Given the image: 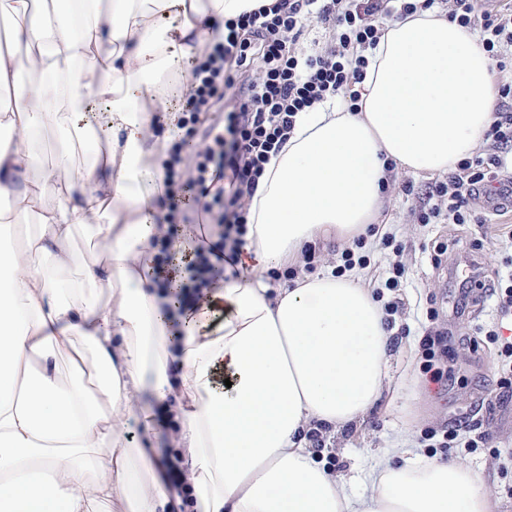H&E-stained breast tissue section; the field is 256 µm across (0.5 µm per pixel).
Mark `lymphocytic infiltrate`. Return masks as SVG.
I'll return each instance as SVG.
<instances>
[{
  "instance_id": "obj_1",
  "label": "lymphocytic infiltrate",
  "mask_w": 512,
  "mask_h": 512,
  "mask_svg": "<svg viewBox=\"0 0 512 512\" xmlns=\"http://www.w3.org/2000/svg\"><path fill=\"white\" fill-rule=\"evenodd\" d=\"M448 2L449 18L480 31L490 57L512 47V12L480 10L475 0ZM389 3L282 0L279 7L226 22L206 58L193 66L180 129L196 124L213 100L227 99L230 109L205 130L195 169L181 167L184 137L163 163L168 212L153 271L158 287L179 288V315L197 312L223 279L225 261L233 259L247 233L250 203L265 166L294 130L298 113L338 97L357 111L354 86L364 78L366 51L377 45L394 12ZM312 22L334 32V46L299 48L300 35ZM230 60L237 65L232 74L224 69ZM497 93L499 106L485 134L491 151L462 159L446 180L432 185L421 223H471L473 197L498 180L506 164L500 151L512 145V81L499 83Z\"/></svg>"
}]
</instances>
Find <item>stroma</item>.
Here are the masks:
<instances>
[{"mask_svg":"<svg viewBox=\"0 0 512 512\" xmlns=\"http://www.w3.org/2000/svg\"><path fill=\"white\" fill-rule=\"evenodd\" d=\"M433 181L430 175L396 171L379 230L396 235L403 249L381 248L378 238H371L365 249L370 262L357 270L362 284L378 292L380 303L395 297L402 301L392 317L390 377L417 398L418 415L402 417L399 405L379 401L361 423L322 427L324 445L315 457L350 491L366 493L375 462L404 435L410 447L434 460L469 466L492 497L494 512H512V394L500 386L496 350L485 336L492 328H512V321L500 319L494 298L464 286L473 276L492 281L505 271L506 260L512 259V239L505 235L506 226H512V208L492 211L477 199L472 208L479 223H418L414 208ZM407 182L413 195L401 191ZM441 242L448 250L439 256L434 248ZM396 262L404 266L406 280L393 293L383 288L382 277ZM428 329L453 333L445 357L451 380L433 383L423 372L420 340ZM455 424L464 439L470 436L469 426H478L489 433V443L476 450L430 447V438L442 437Z\"/></svg>","mask_w":512,"mask_h":512,"instance_id":"stroma-1","label":"stroma"}]
</instances>
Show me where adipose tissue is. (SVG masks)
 Wrapping results in <instances>:
<instances>
[{"mask_svg":"<svg viewBox=\"0 0 512 512\" xmlns=\"http://www.w3.org/2000/svg\"><path fill=\"white\" fill-rule=\"evenodd\" d=\"M266 2L0 0L14 20L0 47V197L37 226L19 243L0 232V512H493L469 467L407 448L367 494L328 474L304 430L346 426L382 398L391 336L352 274L266 277L316 239L365 233L388 161L450 173L472 155L496 106L475 31L432 8L388 25L358 111L338 99L298 114L251 202L236 273L171 329L177 306L152 269V180L180 118L164 103L226 21ZM51 124L68 136L47 166L35 133ZM79 230L98 247L81 261ZM143 395L177 422L184 488L162 479L163 448L128 436Z\"/></svg>","mask_w":512,"mask_h":512,"instance_id":"adipose-tissue-1","label":"adipose tissue"}]
</instances>
